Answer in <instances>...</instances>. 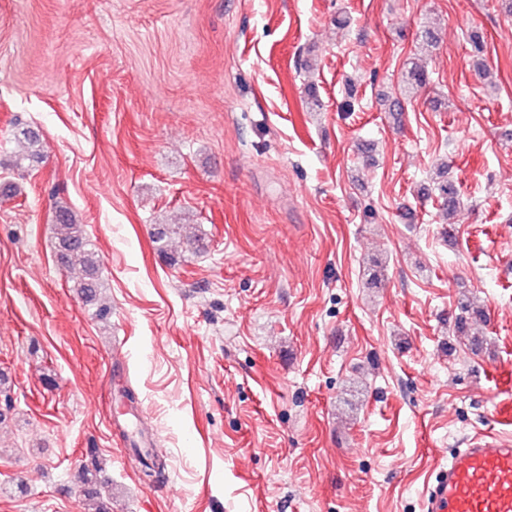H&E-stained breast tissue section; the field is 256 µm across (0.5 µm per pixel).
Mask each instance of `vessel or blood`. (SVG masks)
I'll use <instances>...</instances> for the list:
<instances>
[{"instance_id": "vessel-or-blood-1", "label": "vessel or blood", "mask_w": 512, "mask_h": 512, "mask_svg": "<svg viewBox=\"0 0 512 512\" xmlns=\"http://www.w3.org/2000/svg\"><path fill=\"white\" fill-rule=\"evenodd\" d=\"M426 512H512V441L485 433L425 484Z\"/></svg>"}]
</instances>
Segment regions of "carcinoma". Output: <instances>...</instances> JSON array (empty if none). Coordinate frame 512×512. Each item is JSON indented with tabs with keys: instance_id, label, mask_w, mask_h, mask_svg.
<instances>
[{
	"instance_id": "obj_1",
	"label": "carcinoma",
	"mask_w": 512,
	"mask_h": 512,
	"mask_svg": "<svg viewBox=\"0 0 512 512\" xmlns=\"http://www.w3.org/2000/svg\"><path fill=\"white\" fill-rule=\"evenodd\" d=\"M426 85V72L417 64L405 74L406 93L414 94ZM434 194L439 209L452 214L459 207V191L451 180H444L436 185ZM56 255L59 263L78 277L77 292L86 302H92L99 295L101 288V268L95 253L88 248L87 238L82 225L76 220L70 209L63 205L55 206ZM103 468L99 464L85 467L79 475L82 495L86 505L85 512H112V495L102 492L109 480L102 477Z\"/></svg>"
}]
</instances>
